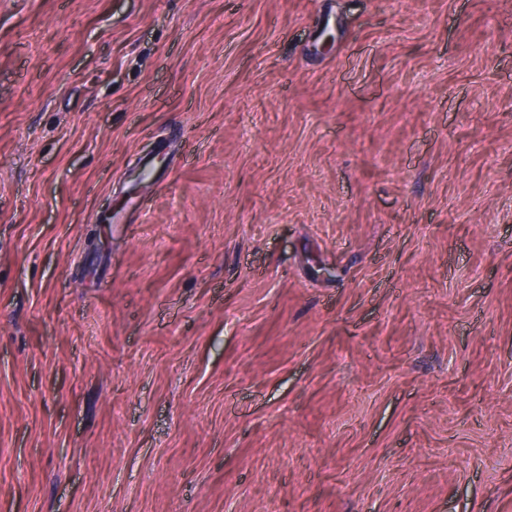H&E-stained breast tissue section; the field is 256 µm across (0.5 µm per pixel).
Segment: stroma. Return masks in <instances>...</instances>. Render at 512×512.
Wrapping results in <instances>:
<instances>
[{"instance_id": "35a3bbf8", "label": "stroma", "mask_w": 512, "mask_h": 512, "mask_svg": "<svg viewBox=\"0 0 512 512\" xmlns=\"http://www.w3.org/2000/svg\"><path fill=\"white\" fill-rule=\"evenodd\" d=\"M0 512H512V0H0Z\"/></svg>"}]
</instances>
